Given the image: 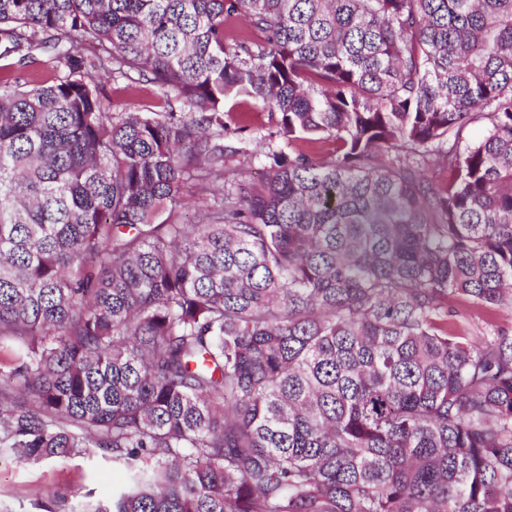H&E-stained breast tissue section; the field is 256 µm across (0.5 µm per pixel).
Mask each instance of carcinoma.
<instances>
[{
  "instance_id": "cac0c4a2",
  "label": "carcinoma",
  "mask_w": 512,
  "mask_h": 512,
  "mask_svg": "<svg viewBox=\"0 0 512 512\" xmlns=\"http://www.w3.org/2000/svg\"><path fill=\"white\" fill-rule=\"evenodd\" d=\"M1 59L0 447L128 479L70 512H512V334L448 327L512 310V0H0ZM239 96L334 154L249 183ZM126 83L122 81H112L107 86L108 94L112 100V105L126 110H143L150 107L154 110L159 108L162 101L157 96V89L151 85H141L137 89H127ZM451 321L463 328L467 336H487L498 329L512 330V316L509 310H500L497 317L492 319L483 309L472 304L460 307V316Z\"/></svg>"
}]
</instances>
